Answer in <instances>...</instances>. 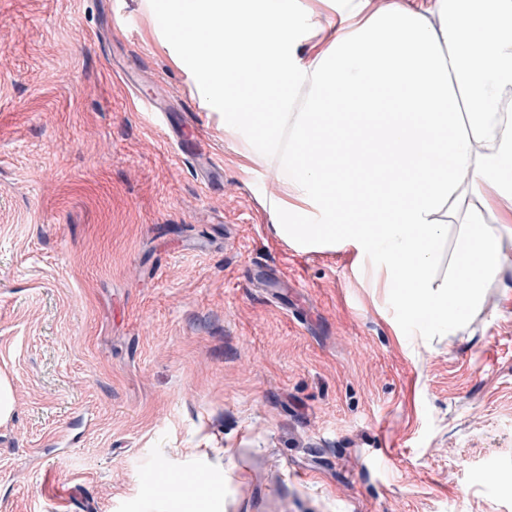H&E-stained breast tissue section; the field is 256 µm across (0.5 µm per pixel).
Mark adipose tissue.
I'll list each match as a JSON object with an SVG mask.
<instances>
[{
    "label": "adipose tissue",
    "instance_id": "obj_1",
    "mask_svg": "<svg viewBox=\"0 0 512 512\" xmlns=\"http://www.w3.org/2000/svg\"><path fill=\"white\" fill-rule=\"evenodd\" d=\"M331 30L308 20L296 52V0H175L204 22L199 78L238 135L281 177L275 234L302 252L337 249L399 290L414 327L450 331L487 281L512 271V224L467 214L453 271L435 290L451 198L512 212V0H338ZM231 44L216 58L213 48ZM299 83L298 112L262 96ZM378 149L379 179L361 153Z\"/></svg>",
    "mask_w": 512,
    "mask_h": 512
}]
</instances>
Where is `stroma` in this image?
I'll list each match as a JSON object with an SVG mask.
<instances>
[{
	"label": "stroma",
	"instance_id": "stroma-1",
	"mask_svg": "<svg viewBox=\"0 0 512 512\" xmlns=\"http://www.w3.org/2000/svg\"><path fill=\"white\" fill-rule=\"evenodd\" d=\"M170 7L0 0V512H512V276L420 336L383 277L275 236ZM151 484L160 486L164 492L173 495L189 493L192 490V477H175L168 471L156 469L147 475Z\"/></svg>",
	"mask_w": 512,
	"mask_h": 512
}]
</instances>
